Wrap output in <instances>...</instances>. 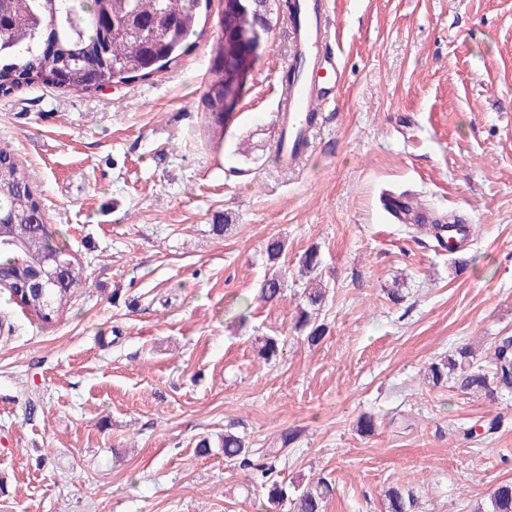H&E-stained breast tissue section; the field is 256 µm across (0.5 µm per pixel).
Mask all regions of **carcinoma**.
Here are the masks:
<instances>
[{"label":"carcinoma","instance_id":"cac0c4a2","mask_svg":"<svg viewBox=\"0 0 512 512\" xmlns=\"http://www.w3.org/2000/svg\"><path fill=\"white\" fill-rule=\"evenodd\" d=\"M201 0H0V93L7 95L22 84L59 86L58 74L69 73V88L90 92L103 85H125L147 79L169 68L192 47L188 39L202 37L198 28ZM248 29L273 31L279 0H245ZM238 54V46L220 37L215 40L216 66L203 94L211 124L224 127L229 113L224 108L228 73L224 59ZM56 252L55 283L33 287L34 274L46 255ZM81 279L73 257L56 248L53 233L30 182L27 168L13 153L0 150V288L23 313L44 325L52 324L71 303ZM283 292L278 277L263 281L260 294L266 301ZM326 289L318 284L303 292L298 326L308 329L306 339L317 344L325 327L316 321L326 301ZM485 371L465 349L430 366L431 382L453 378L470 393L491 394L512 389V336H502L488 355ZM218 447L224 459L242 469L252 468L244 439L224 432ZM269 504L277 507L291 500L290 512H324L334 488L320 477L298 483L293 492L276 480H268L271 465H261ZM388 512H412L415 500L398 486L385 491ZM473 512H512V482L494 486Z\"/></svg>","mask_w":512,"mask_h":512}]
</instances>
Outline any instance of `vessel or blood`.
Returning <instances> with one entry per match:
<instances>
[{
  "mask_svg": "<svg viewBox=\"0 0 512 512\" xmlns=\"http://www.w3.org/2000/svg\"><path fill=\"white\" fill-rule=\"evenodd\" d=\"M330 0H299L298 17L292 21L295 47L307 61L306 79L285 90L280 110L288 124V147L279 150V158L296 164L307 147L311 129L307 115L328 99L341 71L337 56L325 49L329 31Z\"/></svg>",
  "mask_w": 512,
  "mask_h": 512,
  "instance_id": "1",
  "label": "vessel or blood"
}]
</instances>
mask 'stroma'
<instances>
[{
    "instance_id": "stroma-1",
    "label": "stroma",
    "mask_w": 512,
    "mask_h": 512,
    "mask_svg": "<svg viewBox=\"0 0 512 512\" xmlns=\"http://www.w3.org/2000/svg\"><path fill=\"white\" fill-rule=\"evenodd\" d=\"M331 2L341 86L292 169L274 157L285 10L221 130L203 105L221 0L150 79L0 95V149L84 279L49 326L0 292V512H273L260 473L198 448L228 429L274 479L331 481L325 512H387L395 485L415 512H471L512 481V393L424 379L512 336V0ZM385 193L472 238L443 250L393 222ZM310 249L327 290L316 345L294 328ZM277 271L281 300H260ZM269 337L284 346L267 361ZM496 415L492 437L460 435Z\"/></svg>"
}]
</instances>
